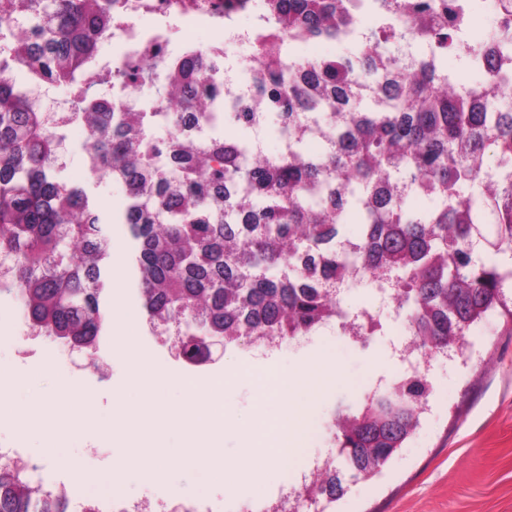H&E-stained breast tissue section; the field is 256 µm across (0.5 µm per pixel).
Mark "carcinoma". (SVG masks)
<instances>
[{
	"label": "carcinoma",
	"instance_id": "cac0c4a2",
	"mask_svg": "<svg viewBox=\"0 0 512 512\" xmlns=\"http://www.w3.org/2000/svg\"><path fill=\"white\" fill-rule=\"evenodd\" d=\"M123 0H0V256L9 262L0 293L15 295L37 336L96 350L109 320L108 221L85 185L62 176L66 129L88 128V170L122 183L118 221L134 242V268L150 322L182 331V358L208 362L204 337L291 339L343 305L323 280L348 256L343 225L358 224L364 271L389 276L407 328L431 352L461 351L470 327L505 305L512 271L475 259L476 229L495 226L491 248L512 253V73L450 89L443 61L453 52L459 0H361L394 17L369 29L353 52L282 62L281 39L260 36L253 62L279 132L325 114L345 122L314 153L290 140L289 153L249 163L234 135L200 141L209 114L195 103L218 96L197 73V55L167 48L143 63L99 67L97 46L112 35ZM352 0H260L267 24L300 46L342 39ZM497 26L470 44L465 63L512 37V0H499ZM424 27L432 57L415 74L403 63L410 25ZM23 73V79L14 73ZM159 85L151 111L124 100L128 87ZM45 84L70 89L68 111L48 115L32 99ZM173 109L152 135L159 112ZM249 112L224 122L251 126ZM497 158L498 186L482 189L481 166ZM425 187L436 202L412 213L398 186ZM423 378L369 393L334 420L338 454L362 477L402 447L426 404ZM343 493L338 472L307 487L311 501ZM0 512H70L0 465Z\"/></svg>",
	"mask_w": 512,
	"mask_h": 512
}]
</instances>
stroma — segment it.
I'll list each match as a JSON object with an SVG mask.
<instances>
[{
    "instance_id": "35a3bbf8",
    "label": "stroma",
    "mask_w": 512,
    "mask_h": 512,
    "mask_svg": "<svg viewBox=\"0 0 512 512\" xmlns=\"http://www.w3.org/2000/svg\"><path fill=\"white\" fill-rule=\"evenodd\" d=\"M65 163V177L85 183L103 217L111 218L125 189L111 178L91 176L81 125L67 131ZM343 304L353 311L367 309L379 320L380 328L369 341L351 343L327 328L304 347H293L284 340L274 353L264 356L250 354L239 340L227 344L218 361L192 367L156 340L144 316L136 333L137 344L161 372L189 378L200 386L220 373L241 368L284 371L328 352L342 380L317 406L310 443L301 451L309 462L334 450L332 424L339 410L358 407L373 389L392 385L401 376L391 358V343L404 316L395 314L367 282L345 293ZM465 343L472 348L466 361L451 362L438 354L422 368L430 394L419 426L403 447L371 478L343 473L344 493L325 505V512H512V324L501 310H494L470 328ZM0 367L32 377L28 387L6 398L14 413L0 418V442L19 444L38 461L46 477L76 489L73 503L100 500L99 484L113 455L119 446L138 445L143 429H151L157 450L184 444L179 431L160 424L148 427L120 416L115 419V437L96 434L98 417L115 408L129 389L127 365L117 339H110L93 357L74 363L61 340L30 335L25 313L9 293L0 294ZM62 383L93 399L81 428L63 431L45 423L18 439L16 412L30 411L39 396L57 393ZM224 412V458L234 461L245 453L239 423L272 418L276 408L262 398L249 378L239 377L226 386ZM49 442L57 445V458L41 457ZM170 468L173 482L133 481L125 489L126 497L191 500L202 512H246L276 497L294 475L289 468L270 471L259 475L257 483L229 486L203 480L197 471L176 462Z\"/></svg>"
}]
</instances>
